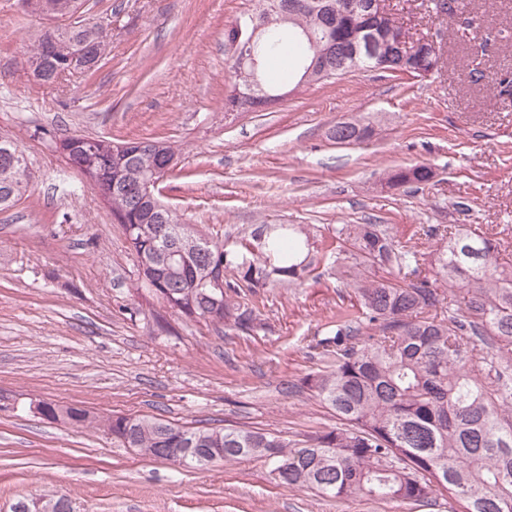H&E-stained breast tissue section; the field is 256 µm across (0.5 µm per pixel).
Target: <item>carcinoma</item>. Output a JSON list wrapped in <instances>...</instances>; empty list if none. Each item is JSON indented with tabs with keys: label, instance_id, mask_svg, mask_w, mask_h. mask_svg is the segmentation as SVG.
<instances>
[{
	"label": "carcinoma",
	"instance_id": "obj_1",
	"mask_svg": "<svg viewBox=\"0 0 512 512\" xmlns=\"http://www.w3.org/2000/svg\"><path fill=\"white\" fill-rule=\"evenodd\" d=\"M257 0L252 11L270 22L255 45L259 91L276 95L266 59L294 57L302 73L311 53L297 28L321 42L336 37V18L308 11L283 21ZM26 11L60 19L73 0H23ZM109 46L106 28L81 21L47 28L33 45L30 65L42 82L55 83L56 67L78 47L99 63ZM372 127L350 122L332 138L364 140ZM68 164L99 175L93 188L106 199L139 260L137 287L189 321L250 332L258 325L251 297L266 288H288L328 263L349 281L359 305L336 312V324L315 349L324 367L305 384L336 413L340 426L302 440H286L245 426L194 429L159 418L114 413L99 416L67 407L52 414L83 428L102 429L126 448L177 466L191 464L186 448L217 462L258 457L272 464L278 481L323 497L362 496L422 507L450 499L462 512H512V261L503 240L478 224H430L422 235L402 239L383 224H340L322 237L309 224H259L236 241H213L175 211L141 203L143 181L175 159L161 141L126 140L132 153L113 172L109 146L100 136L68 137ZM14 142L0 136V210L16 205L30 174L14 159ZM434 170L425 164L389 173L392 187L426 186ZM192 236L206 252L182 257L159 271L155 256L178 250ZM375 266L382 277L365 275ZM224 276L215 304L203 296Z\"/></svg>",
	"mask_w": 512,
	"mask_h": 512
}]
</instances>
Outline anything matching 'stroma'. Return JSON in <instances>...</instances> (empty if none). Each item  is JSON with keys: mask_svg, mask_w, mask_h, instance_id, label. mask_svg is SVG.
<instances>
[{"mask_svg": "<svg viewBox=\"0 0 512 512\" xmlns=\"http://www.w3.org/2000/svg\"><path fill=\"white\" fill-rule=\"evenodd\" d=\"M253 6L85 0L83 19L112 25L107 54L95 71L45 85L26 60L48 20L0 0V135L32 173L0 212V512L47 491L77 512H451L444 500L429 508L291 489L259 458L178 467L33 409L53 401L290 440L335 428L302 380L323 365L314 337L356 301L323 265L298 286L262 291L248 333L163 308L137 289L138 259L108 205L57 151L64 137L170 143L177 165L161 198L218 240L259 224H314L329 236L369 221L496 225L512 240V99L472 77L512 73V0H461L450 20L434 0H390L414 36L437 41L440 70L356 71L228 117L224 32ZM340 121L372 123L374 134L336 144ZM415 164L433 167L430 185L387 186L389 171Z\"/></svg>", "mask_w": 512, "mask_h": 512, "instance_id": "1", "label": "stroma"}]
</instances>
